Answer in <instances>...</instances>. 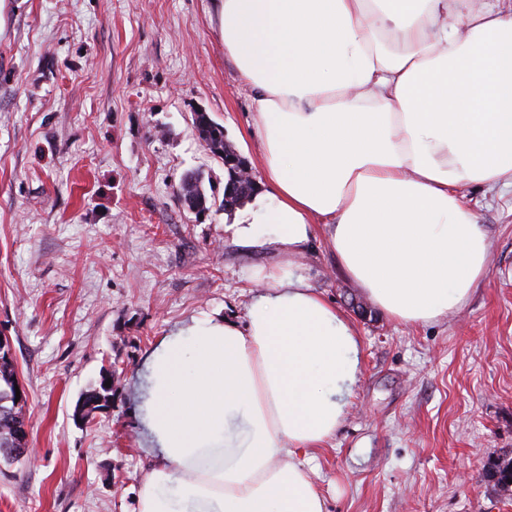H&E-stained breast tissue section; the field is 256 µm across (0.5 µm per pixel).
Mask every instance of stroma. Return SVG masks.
Masks as SVG:
<instances>
[{
	"label": "stroma",
	"mask_w": 512,
	"mask_h": 512,
	"mask_svg": "<svg viewBox=\"0 0 512 512\" xmlns=\"http://www.w3.org/2000/svg\"><path fill=\"white\" fill-rule=\"evenodd\" d=\"M252 99L217 0H0V332L37 457L0 459V512H136L142 354L194 318L244 321L255 271L280 260L233 240L224 164L193 124L208 113L263 179ZM191 171L201 213L178 194ZM459 199L490 265L448 317L383 314L325 231L299 260L361 340L346 413L311 462L326 512H512L484 477L512 456V188ZM113 364L111 411L76 422Z\"/></svg>",
	"instance_id": "1"
}]
</instances>
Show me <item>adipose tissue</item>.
<instances>
[{"label": "adipose tissue", "mask_w": 512, "mask_h": 512, "mask_svg": "<svg viewBox=\"0 0 512 512\" xmlns=\"http://www.w3.org/2000/svg\"><path fill=\"white\" fill-rule=\"evenodd\" d=\"M253 92L264 180L240 245L279 247L244 322L192 320L147 352L137 512H326L302 459L357 381L353 323L299 272L325 226L385 314L432 322L489 267L461 185L512 186V0H220Z\"/></svg>", "instance_id": "obj_1"}]
</instances>
